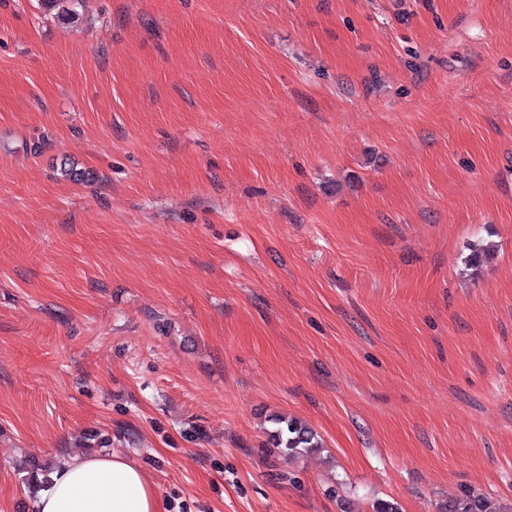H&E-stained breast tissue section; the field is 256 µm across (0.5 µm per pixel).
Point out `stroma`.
Wrapping results in <instances>:
<instances>
[{"label": "stroma", "mask_w": 512, "mask_h": 512, "mask_svg": "<svg viewBox=\"0 0 512 512\" xmlns=\"http://www.w3.org/2000/svg\"><path fill=\"white\" fill-rule=\"evenodd\" d=\"M104 452L166 512H512V0H0V512ZM275 423L278 427L269 431V443L288 458L309 456L323 448L317 434L307 425L292 419H276ZM437 508V512H498L491 498L474 496L466 491L448 497Z\"/></svg>", "instance_id": "stroma-1"}]
</instances>
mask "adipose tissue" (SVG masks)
Instances as JSON below:
<instances>
[{"mask_svg":"<svg viewBox=\"0 0 512 512\" xmlns=\"http://www.w3.org/2000/svg\"><path fill=\"white\" fill-rule=\"evenodd\" d=\"M37 512H164L142 469L116 454L81 456L48 476Z\"/></svg>","mask_w":512,"mask_h":512,"instance_id":"1","label":"adipose tissue"}]
</instances>
